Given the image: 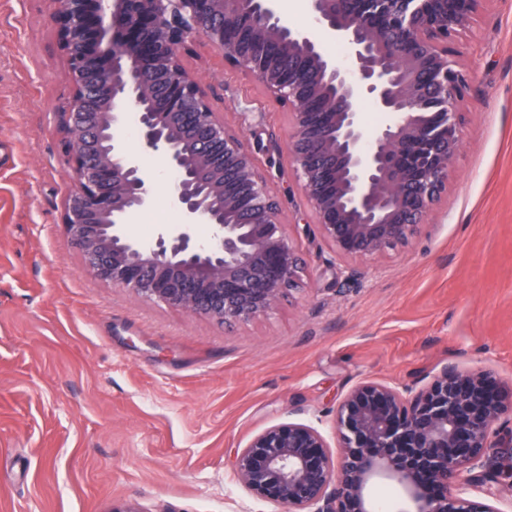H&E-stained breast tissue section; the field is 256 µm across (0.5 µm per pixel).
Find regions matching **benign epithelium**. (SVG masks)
<instances>
[{"instance_id": "benign-epithelium-1", "label": "benign epithelium", "mask_w": 512, "mask_h": 512, "mask_svg": "<svg viewBox=\"0 0 512 512\" xmlns=\"http://www.w3.org/2000/svg\"><path fill=\"white\" fill-rule=\"evenodd\" d=\"M314 28L342 40L348 63L282 22L274 0H59L52 17L71 91L59 108L72 178L61 224L87 270L115 288L218 323L270 315L299 288L304 264L258 159L213 111L181 51L199 38L291 110L288 154L312 223L346 259L411 243L440 199L462 144L458 105L470 77L449 45L480 0H310ZM239 24L243 41L225 31ZM282 37L288 67L252 43ZM387 121L366 131L357 101ZM135 114L139 151L121 128ZM169 176L181 223L152 242L124 231L154 202L141 155ZM200 224L209 228L203 241ZM512 419V386L485 369L443 364L423 385L366 381L336 409L341 453L292 421L233 455L239 483L283 512H380L370 485L406 496L399 512H506L486 487Z\"/></svg>"}]
</instances>
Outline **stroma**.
<instances>
[{
	"label": "stroma",
	"instance_id": "stroma-1",
	"mask_svg": "<svg viewBox=\"0 0 512 512\" xmlns=\"http://www.w3.org/2000/svg\"><path fill=\"white\" fill-rule=\"evenodd\" d=\"M56 8L0 0V512H280L232 466L265 428L331 433L358 383L447 361L512 380V0H480L453 45L472 84L446 192L412 245L358 260L355 283L310 224L287 106L205 41L188 46L306 262L272 314L232 325L98 280L67 242Z\"/></svg>",
	"mask_w": 512,
	"mask_h": 512
}]
</instances>
